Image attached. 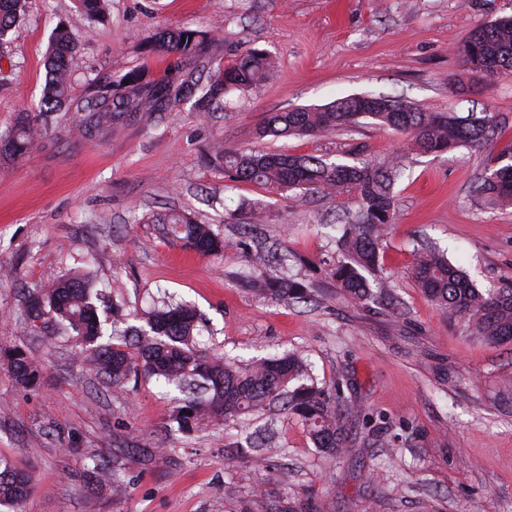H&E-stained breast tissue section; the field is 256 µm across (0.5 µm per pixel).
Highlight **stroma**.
Returning <instances> with one entry per match:
<instances>
[{"label":"stroma","instance_id":"1","mask_svg":"<svg viewBox=\"0 0 512 512\" xmlns=\"http://www.w3.org/2000/svg\"><path fill=\"white\" fill-rule=\"evenodd\" d=\"M505 14L512 0H103L89 20L78 0H29L0 41V131L21 115L40 129L24 159L0 162V271L12 274L0 278V346L26 348L40 363L36 384L22 389L0 361V458L33 478L22 512H512V343L469 335L412 272L415 241L426 236L478 288L512 283V206L477 190L495 149L420 155L408 135L370 124L256 136L267 113L365 93L490 112L510 140L512 72L472 76L463 54L478 27ZM62 21L80 45L69 78L77 99L91 82L135 68L162 75L168 58L144 44L163 28L217 27L212 63L259 48L275 68L248 91L229 92L210 116L186 104L159 122L134 116L88 138L71 114L45 123L38 112L49 39ZM219 145L400 163L397 217L380 254L400 315L351 303L332 278L342 259L333 223L354 209L353 193L233 181L207 159ZM170 209L213 225L234 249L201 256L171 246L151 222ZM242 240L287 255L288 274L308 284L309 297L246 289ZM83 271L122 301L128 324L169 295L205 314L207 352L302 356L319 384L340 385L361 410L346 448L320 452L297 417L276 410L187 437L170 427L160 384L141 376L109 387L78 349L25 319L24 290ZM269 420L275 444L260 458L249 436ZM98 460L120 464L124 493H87Z\"/></svg>","mask_w":512,"mask_h":512}]
</instances>
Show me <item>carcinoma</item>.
Returning <instances> with one entry per match:
<instances>
[{"label":"carcinoma","mask_w":512,"mask_h":512,"mask_svg":"<svg viewBox=\"0 0 512 512\" xmlns=\"http://www.w3.org/2000/svg\"><path fill=\"white\" fill-rule=\"evenodd\" d=\"M26 4L27 0H0V37ZM212 41L208 31L161 30L149 37L144 49L174 57L162 75L148 78L131 70L96 83L87 97L77 100L69 94V65L78 41L71 26L60 23L47 58L40 114L48 118L54 112H70L84 134L93 138L115 130L133 114L159 121L186 102L207 114L221 106L228 91L261 83L270 74L271 56L251 48L203 77L200 64ZM465 57L474 73L484 71L491 77L512 71V15L476 30L467 41ZM361 119L410 135L420 155L447 153L463 145H496L501 138L490 112H431L415 103L368 94L339 98L321 107L272 112L258 128V135L331 133L348 130ZM36 135V125L19 118L0 133V158L24 156L34 146ZM213 160L236 181L277 191H354L357 209L352 222L338 229L344 261L334 272L336 288L356 304L386 301V281L377 272L382 243L397 212V169H378L360 159L343 163L255 148L218 149ZM478 190L495 204L512 205V141L487 167ZM151 223L158 225L169 243L200 255H220L229 249L212 225L200 224L183 213L156 214ZM416 256L413 275L429 301L464 320L471 335L488 343H512V283L484 291L437 247L418 249ZM253 266L260 271L248 280L254 291L277 300L304 298L300 283L264 272L268 258L263 253L254 255ZM97 301L90 276L73 274L31 292L26 318L30 327L46 336L71 341L115 389L141 372L184 393L169 414V422L181 433H190L201 421L235 420L278 403L281 410L301 419L321 451L334 454L344 447L352 410L341 402L340 389L329 390L316 383L300 355L287 353L240 364L198 349L197 337L206 325L203 315L189 304L163 300L148 312L145 325L122 329L119 320L105 316L107 310L100 309ZM0 357L7 361L16 385L30 388L36 383L39 363L28 350L1 348ZM99 480L112 484L115 492L124 487L120 466L115 463L101 465ZM30 483L27 472L0 458V508L19 512Z\"/></svg>","instance_id":"1"}]
</instances>
